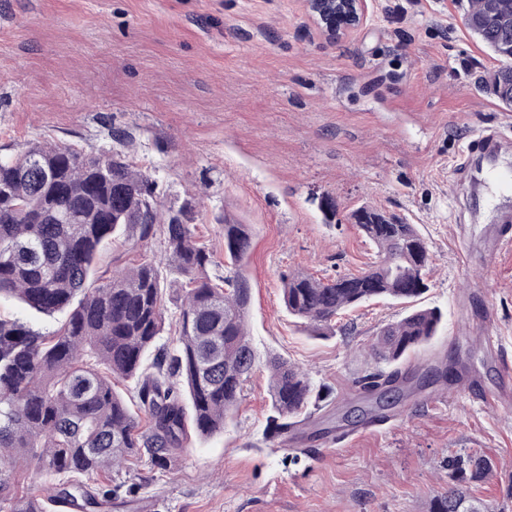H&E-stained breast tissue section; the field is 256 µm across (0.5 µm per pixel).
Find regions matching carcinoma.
<instances>
[{
	"label": "carcinoma",
	"mask_w": 512,
	"mask_h": 512,
	"mask_svg": "<svg viewBox=\"0 0 512 512\" xmlns=\"http://www.w3.org/2000/svg\"><path fill=\"white\" fill-rule=\"evenodd\" d=\"M467 25L497 55L512 58V0H471ZM512 103V73L495 79ZM155 181L122 154L87 156L65 146H36L0 157V298H14L45 315L66 313L53 332L0 317V512H47V499L20 495L28 470L63 475L59 499L79 509L112 503V489L89 481L145 456L160 468L191 433L224 431L255 366L247 316L245 273L251 225L224 214V278L209 275L211 253L195 236L191 207L160 208ZM379 260L360 274L325 281L305 273L282 278V300L296 319L325 332L346 310L374 299L410 304L429 288L430 253L413 224L367 211L355 215ZM163 225L165 262L130 260L100 270L103 250L121 241L134 251ZM180 289L178 336L156 346L166 325L167 290ZM441 314L414 307L385 325L372 354L397 364L437 335ZM150 363H145L148 354ZM279 433L307 409V375L273 357L266 363ZM136 379L138 412L115 389ZM401 378L379 369L357 381L374 391ZM456 483L430 512H494L468 494V483L493 470L482 456L448 462Z\"/></svg>",
	"instance_id": "obj_1"
}]
</instances>
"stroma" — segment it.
Returning <instances> with one entry per match:
<instances>
[{
  "label": "stroma",
  "mask_w": 512,
  "mask_h": 512,
  "mask_svg": "<svg viewBox=\"0 0 512 512\" xmlns=\"http://www.w3.org/2000/svg\"><path fill=\"white\" fill-rule=\"evenodd\" d=\"M469 0H367L334 30L313 0H0V155L33 145L122 153L193 202L199 243L224 272L223 213L252 227L251 344L300 367L334 400L289 436L274 428L267 370L246 382L222 433L192 438L166 468L141 460L107 478L112 512H429L448 461L485 456L472 496L512 512V406L487 409L474 387L506 389L512 361V249L481 263L499 193L489 174L458 185L471 138L507 128L512 105L494 55L466 24ZM415 225L431 265L422 306L437 338L403 366L457 357L460 386L404 396L381 424L355 394L371 345L404 305L377 300L318 336L288 314L283 275L358 273L376 261L353 216Z\"/></svg>",
  "instance_id": "stroma-1"
}]
</instances>
